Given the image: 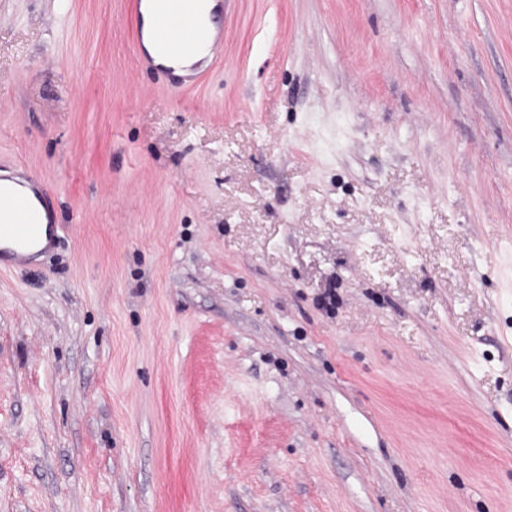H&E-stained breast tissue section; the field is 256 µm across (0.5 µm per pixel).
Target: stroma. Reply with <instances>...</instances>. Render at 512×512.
Listing matches in <instances>:
<instances>
[{"label":"stroma","instance_id":"stroma-1","mask_svg":"<svg viewBox=\"0 0 512 512\" xmlns=\"http://www.w3.org/2000/svg\"><path fill=\"white\" fill-rule=\"evenodd\" d=\"M0 0V512H512V0ZM153 1L154 38L159 46L170 54H192L201 41L209 43V57L202 58L188 68L181 77L183 86L195 84L209 69L213 59L224 49V28L213 32L200 29L197 24L200 0H151ZM175 20L179 24L175 26ZM200 30L202 35H200ZM210 59V60H209ZM43 224L30 198L15 189L0 186V242L7 241L12 251L0 252V271L27 261L26 250L42 238Z\"/></svg>","mask_w":512,"mask_h":512}]
</instances>
